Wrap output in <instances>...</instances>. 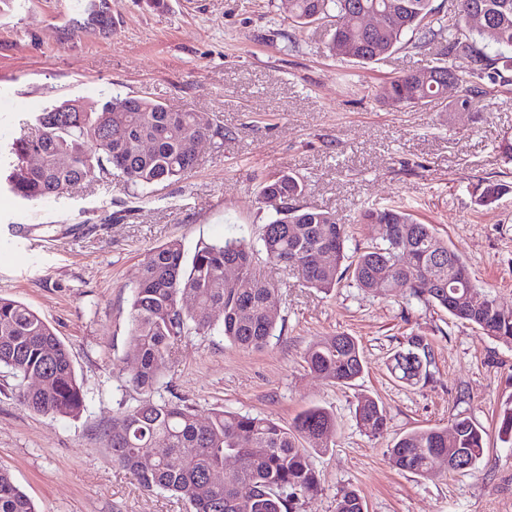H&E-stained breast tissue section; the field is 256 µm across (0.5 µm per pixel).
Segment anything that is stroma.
Segmentation results:
<instances>
[{"mask_svg":"<svg viewBox=\"0 0 512 512\" xmlns=\"http://www.w3.org/2000/svg\"><path fill=\"white\" fill-rule=\"evenodd\" d=\"M65 0H0V157L40 112L65 100L95 105L116 95L147 97L208 114L223 147L204 142L184 179L139 192L117 178L73 187L46 206L0 194V297L25 303L67 345L87 406L75 419L25 409L17 380L0 367V467L38 512H194L188 500L144 491L114 464L105 433L142 398L127 382L131 288L157 247L243 239L259 244L269 213L259 183L290 169L307 183L308 205L349 225L347 254L385 235L354 218L367 207L404 206L434 225L466 261L480 294L512 308V163L499 149L512 136V84L489 86L477 109L443 101L393 107L381 91L393 76L433 64L446 40L358 64L332 54L327 29H298L287 0H112V29L83 25ZM80 27L79 36L68 31ZM491 178L511 191L487 206L473 189ZM282 285L266 347L242 351L217 335H192L171 350L163 399L292 424L318 406L336 419L312 461L317 495L299 512H336L356 491L367 512H512V442L500 420L512 407V345L483 335L406 289L364 291L343 278L331 294L259 259ZM345 333L365 361L356 385L317 377L303 355L320 336ZM432 353L427 380L407 384L390 359L410 334ZM384 407L371 436L357 425L359 396ZM465 417L484 432L472 468L431 477L393 469L387 450L402 435Z\"/></svg>","mask_w":512,"mask_h":512,"instance_id":"35a3bbf8","label":"stroma"}]
</instances>
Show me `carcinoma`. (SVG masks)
Listing matches in <instances>:
<instances>
[{
	"label": "carcinoma",
	"mask_w": 512,
	"mask_h": 512,
	"mask_svg": "<svg viewBox=\"0 0 512 512\" xmlns=\"http://www.w3.org/2000/svg\"><path fill=\"white\" fill-rule=\"evenodd\" d=\"M290 18L299 28L329 24V50L356 63L380 61L400 50L411 35L421 48L436 37L447 41L445 57L425 68L391 78L384 98L394 106L423 105L441 99L448 86L440 76L448 57L462 53L473 63L469 77L458 78L461 97L453 110L473 107L486 94L481 81L508 82L512 70V0H448V16L439 15L433 0H289ZM487 17L477 28L468 25L471 11ZM377 12L388 17L381 28L368 29L363 16ZM44 111L35 128L11 147L6 191L35 204L59 197L68 188L97 174H115L124 184L148 190L179 181L195 167V142L207 137L224 145V128L199 121L196 112H183L145 97L113 96L90 112ZM140 141L152 149L142 153ZM37 151L42 163L19 177L15 170ZM509 186L484 180L476 187L475 202L487 205ZM303 178L288 170L270 174L260 183L258 197L270 212L263 227L261 251L268 260L295 273L309 288L330 292L339 284V270L350 274L364 290L385 280L434 304L486 336L512 344V310L488 296L474 308L466 295L475 289L461 256L448 246L433 225L422 224L404 207L369 208L362 224L386 222V238L351 257L348 265L347 227L328 211L301 203ZM413 225L412 256L400 257L399 234ZM235 264L246 280L241 288L224 286V267ZM279 288L260 277L256 250L244 239L201 243L192 254L179 240L155 249L132 286L130 349L136 361L128 382L143 394L139 404L120 412L112 422L108 444L112 459L146 491H167L189 500L194 512H298L302 497L316 492L319 475L312 454L329 448L336 420L325 409L312 407L289 425L274 418L213 409L201 417L187 405L154 399L165 364L175 343L192 334H215L244 351H260L276 327L267 312ZM304 362L314 374L349 385L364 371L358 341L347 334L321 336L307 348ZM431 354L426 338L414 334L392 358V370L407 383L429 377ZM0 366L21 381L17 400L52 418H76L86 405L67 346L48 323L26 304L0 298ZM28 375L42 378L27 390ZM356 420L362 431L375 436L386 428V412L370 395L360 397ZM485 451L482 430L466 417L446 427L412 430L387 449L390 465L426 477L435 457L479 461ZM238 465L224 471V456ZM0 512H37L33 501L0 469ZM336 512H366L362 497L344 492Z\"/></svg>",
	"instance_id": "carcinoma-1"
}]
</instances>
